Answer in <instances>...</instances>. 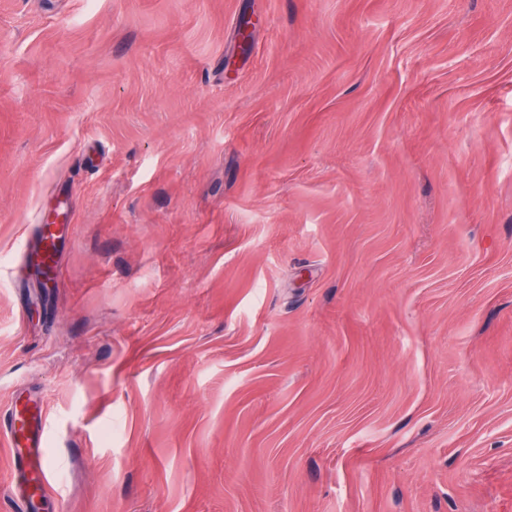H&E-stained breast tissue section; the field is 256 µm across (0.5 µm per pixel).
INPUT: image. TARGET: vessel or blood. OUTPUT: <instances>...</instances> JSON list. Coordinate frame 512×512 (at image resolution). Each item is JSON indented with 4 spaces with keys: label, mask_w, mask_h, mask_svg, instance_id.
<instances>
[{
    "label": "vessel or blood",
    "mask_w": 512,
    "mask_h": 512,
    "mask_svg": "<svg viewBox=\"0 0 512 512\" xmlns=\"http://www.w3.org/2000/svg\"><path fill=\"white\" fill-rule=\"evenodd\" d=\"M8 448H11V463L13 469L33 470L38 472L42 480L39 490L41 493H48L50 485L47 475L53 467V460L47 451L48 435L45 422H37L35 426H5L0 431Z\"/></svg>",
    "instance_id": "obj_1"
}]
</instances>
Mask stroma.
Instances as JSON below:
<instances>
[{"mask_svg": "<svg viewBox=\"0 0 512 512\" xmlns=\"http://www.w3.org/2000/svg\"><path fill=\"white\" fill-rule=\"evenodd\" d=\"M10 407L0 512H512V0H0ZM2 436L6 439L7 447L10 448L13 469L38 472L41 475L40 494L46 495L50 488L47 474L53 468V460L47 451L48 435L42 416H39L32 430L29 422L18 430H15L13 423L5 425ZM20 445L27 448L23 455L14 449Z\"/></svg>", "mask_w": 512, "mask_h": 512, "instance_id": "1", "label": "stroma"}]
</instances>
